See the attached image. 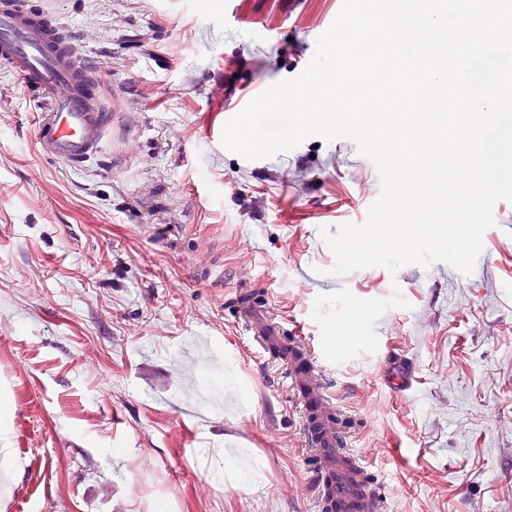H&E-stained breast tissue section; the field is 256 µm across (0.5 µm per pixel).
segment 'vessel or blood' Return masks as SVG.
<instances>
[{"mask_svg":"<svg viewBox=\"0 0 512 512\" xmlns=\"http://www.w3.org/2000/svg\"><path fill=\"white\" fill-rule=\"evenodd\" d=\"M0 70L19 77L38 101L36 140L44 157L79 167L100 153L117 113L99 93L72 36L28 0H0ZM236 312L259 353L270 364L290 367L303 446L319 487L318 512H386L391 490L371 479L364 457L347 448L340 407L301 326L277 321L250 300L237 303Z\"/></svg>","mask_w":512,"mask_h":512,"instance_id":"obj_1","label":"vessel or blood"}]
</instances>
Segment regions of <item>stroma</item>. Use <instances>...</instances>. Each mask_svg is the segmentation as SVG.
I'll use <instances>...</instances> for the list:
<instances>
[{"instance_id": "stroma-1", "label": "stroma", "mask_w": 512, "mask_h": 512, "mask_svg": "<svg viewBox=\"0 0 512 512\" xmlns=\"http://www.w3.org/2000/svg\"><path fill=\"white\" fill-rule=\"evenodd\" d=\"M90 52L124 127L81 169L43 157L36 102L0 74V440L21 438L0 512H315L284 368L236 297L304 323L350 448L388 512H512V240L444 262L329 275L320 227L380 192L348 139L247 161L210 135L242 94L312 58L340 0H41ZM208 423L181 401L222 379ZM414 368L405 392L387 358ZM247 449L254 489L221 454Z\"/></svg>"}]
</instances>
